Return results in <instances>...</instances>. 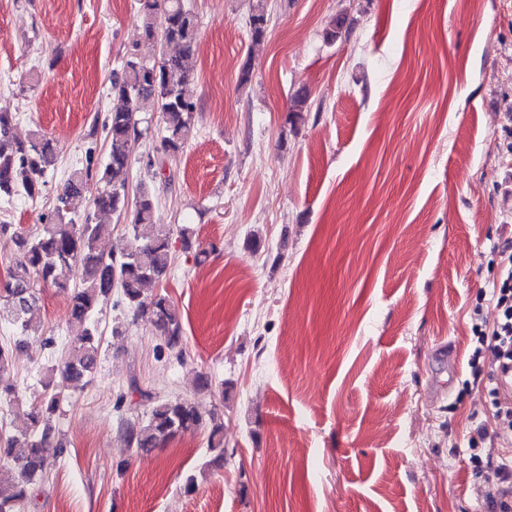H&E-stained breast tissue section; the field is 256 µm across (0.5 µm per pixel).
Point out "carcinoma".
Instances as JSON below:
<instances>
[{"label": "carcinoma", "mask_w": 512, "mask_h": 512, "mask_svg": "<svg viewBox=\"0 0 512 512\" xmlns=\"http://www.w3.org/2000/svg\"><path fill=\"white\" fill-rule=\"evenodd\" d=\"M270 21L264 0H256L249 23L254 41H261ZM198 40L196 16L184 0H143L140 38L128 51L124 77L112 82V109L106 113L102 131L108 155L102 165L86 152V165L72 171L57 189L54 209L34 234L19 233L10 224H0V239L15 255L10 269V286L4 298L13 313V325L22 337L44 335L36 313V282H52L70 293V316L86 324L85 333L62 350L56 366L42 381L41 397L31 401L26 415L31 432L0 441V459L11 461L14 477L0 482V512H23L37 481L46 475L50 463L64 448L51 439L50 418L63 397L55 378L69 383L89 382L97 368L101 340L93 317L100 303L117 290L133 313V319L147 321L161 336L166 348L183 356L180 315L164 294L150 303L142 300L143 287L163 278L168 268L170 229L153 220L154 199L145 188L131 221L133 243L116 254L98 248V241L109 234L105 224L93 221L96 214H113L125 208L132 140L143 135L139 128L138 105L143 99L157 101L164 124L160 139L162 154L178 152L192 132L196 102L188 90L189 61ZM176 52L169 54L166 48ZM13 115L0 112V198L21 193L27 198L40 196L46 173L55 168L57 157L50 139L36 136L21 141L11 135ZM103 184L93 199V214L79 224L69 216L70 203L92 182ZM77 267L78 286L69 288L58 271ZM204 422V415L190 401L176 398L154 402L146 419L127 420L121 431L137 453L150 452L180 433L193 432ZM215 461L224 459L223 425L215 424L209 436Z\"/></svg>", "instance_id": "carcinoma-1"}]
</instances>
